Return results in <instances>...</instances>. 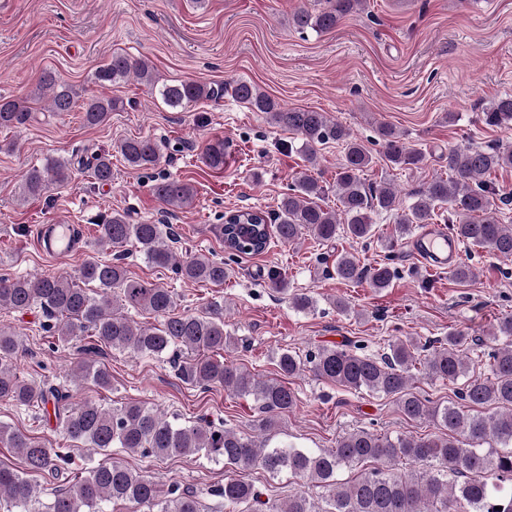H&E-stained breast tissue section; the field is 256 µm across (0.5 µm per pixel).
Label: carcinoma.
<instances>
[{"instance_id": "obj_1", "label": "carcinoma", "mask_w": 512, "mask_h": 512, "mask_svg": "<svg viewBox=\"0 0 512 512\" xmlns=\"http://www.w3.org/2000/svg\"><path fill=\"white\" fill-rule=\"evenodd\" d=\"M328 7H301L288 18L300 33H325L336 28L346 16L365 10L367 0H326ZM135 76L173 109H187L206 99L219 101L229 92L240 103L262 112L270 123L292 131L302 140L308 163L317 160V146L329 141L342 143L344 157L336 171L338 209L321 204L324 186L304 173L295 179L278 206L275 219L262 210L249 208L254 222L221 224L224 249L232 256L264 252L272 238L293 244L304 237L321 243L336 241L344 234L366 241L374 236L372 214L395 213L399 236L419 224H429L442 209L448 211L451 230L464 244L476 245L490 254L512 258V225L497 217L498 203L505 193L488 180L499 170L512 168V146L485 149L468 145L448 151L450 177H436L404 208L395 191L372 187L363 175L373 157L349 128L314 110L287 108L260 91L253 83L236 80L212 86L185 80L170 83L160 78L142 58L114 52L94 74V82L112 84ZM39 90L47 93L48 111L70 112L78 107L89 126L104 123L110 112L123 102L97 96L55 73H43ZM31 119V108L20 98L0 96V129H14ZM482 121L490 127L512 122V96L495 100L483 111ZM378 134L386 160L394 167L412 169L424 160L392 127L381 124ZM124 162L135 170L155 167L162 144L150 138H129L118 146ZM226 147L216 140L207 145L203 162L212 169L224 168ZM81 171L95 183L112 182V154L93 152L79 157ZM73 162L48 159L23 175V193L40 196L72 177ZM152 193L174 210L190 208L195 190L187 182L161 177L151 185ZM100 239L117 249L127 245L148 263L169 269L184 283L206 282L222 285L230 270L222 260L203 253L177 255L172 249L167 224L130 222L126 213L112 215L98 225ZM124 254L84 262L74 275L50 273L0 276V308L12 312L38 309L44 321L41 329L61 343L95 338L87 351L105 349L128 352L137 357L169 360L175 351L187 357L174 363L176 377L188 386L217 385L238 397H249L261 416L254 435L244 437L224 425L200 418L190 425L176 417L129 402L106 408L92 400H72V395L46 379L22 378L13 372L12 360L23 350L14 332L0 329V401L20 408L41 410L52 404L56 427L67 440L86 448L107 452L122 448L130 453L158 458L171 455H203L231 468L259 467L272 475L286 473L322 489L314 499L295 492L281 504L261 500L253 484L227 479L211 494L234 509L253 504L256 512H512V316H506L478 348L468 346L461 330L448 331V338L423 344L417 340H395L380 355L336 345H317L305 355L284 349L276 353L281 375L291 378L310 374L319 381L336 384L354 392L396 398L400 413L410 421L433 422L437 432L424 437L407 434L381 435L354 430L342 435L332 448H298L287 442H272L277 417L294 409L297 393L285 382L264 380L224 359L237 339L224 331V303L213 301L203 313L178 309L173 289L128 276ZM336 278L346 283L367 280L378 290L392 285L397 269L388 262L366 270L351 252L336 255ZM270 286L289 294V305L298 312L316 309L317 301L307 293H288V280L273 272ZM95 288L90 289L88 285ZM147 312L159 318L156 324L135 321L130 311ZM489 360V376H469L471 366ZM431 380L462 387L456 400L433 403L413 391L412 368ZM75 384L90 381L99 388L112 385L108 369L93 360L73 368ZM494 441L500 448H486ZM0 443L14 449L24 463L23 470L0 466V512H110L120 503L126 512H201L198 495L178 481L164 484L156 477L129 469L117 462H100L84 475L68 480L42 503L45 488L28 479L30 472L58 479L71 456L58 448H47L19 430L0 425ZM410 471L400 472L401 464ZM361 468L345 482L336 479L346 469Z\"/></svg>"}]
</instances>
